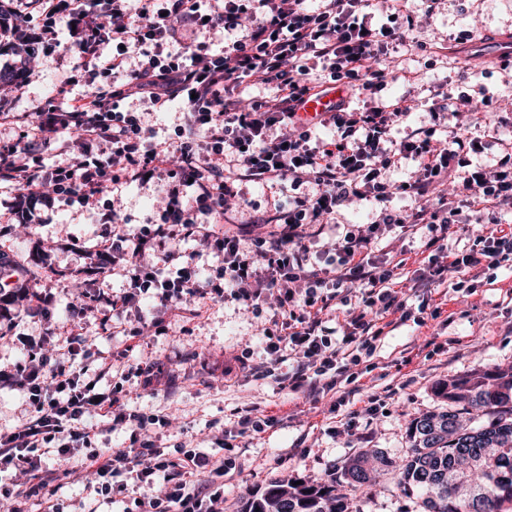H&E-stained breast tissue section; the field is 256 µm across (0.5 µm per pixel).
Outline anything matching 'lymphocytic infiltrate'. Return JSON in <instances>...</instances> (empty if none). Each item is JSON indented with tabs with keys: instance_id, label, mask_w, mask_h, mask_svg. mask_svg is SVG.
<instances>
[{
	"instance_id": "f902f5d3",
	"label": "lymphocytic infiltrate",
	"mask_w": 512,
	"mask_h": 512,
	"mask_svg": "<svg viewBox=\"0 0 512 512\" xmlns=\"http://www.w3.org/2000/svg\"><path fill=\"white\" fill-rule=\"evenodd\" d=\"M4 10L10 21L0 27L1 39L32 60L66 48L92 88L64 110L33 103L28 125L0 108V128L21 130L0 146V184L14 199L50 191L84 208L118 185L160 172L168 178L158 221L126 230L125 249L113 250L106 236L97 245L112 263L95 269L96 278L124 281L104 316L123 350L87 360L84 328L73 323L61 337L49 327L23 339V359L0 365V389L21 390L30 407L24 422L0 432V469L15 471L0 489L8 512H64L59 491L72 477L85 479L95 497L79 512H101L97 500L111 499L123 476L162 485L159 495L136 499V512H224L217 483L230 470L224 457L184 448L178 459L166 458L150 433L160 416L130 410L121 385L97 387L147 331L166 333L159 316L129 320L141 299L186 324L213 298L256 310L272 304L265 351L275 361L293 359L289 390L314 395L341 380L355 383L386 328L425 323L401 299L410 285L402 275L406 259L375 256L384 232L426 233L431 252L422 271L430 282L512 263V232L489 225L495 209L512 207V138L491 164L479 161L471 134L494 125L496 112L463 114L439 104L409 137H392L394 125L418 107L410 75L406 90L382 97L394 70L415 51L434 62L448 58L447 43L417 39L420 22L409 0H393L383 18L373 0H7ZM217 31L224 49L214 53L209 39ZM104 73L112 77L105 87L96 83ZM246 79L266 92L244 105L237 89ZM327 83L363 98V107L343 100L317 121L300 120L299 107ZM128 100L151 112L182 104L186 122L172 142L152 143L143 116L120 111ZM443 123L448 147L436 136ZM66 132L78 135L76 154L45 168L31 152L33 140L48 146ZM406 159L416 163V177L393 179ZM242 183L288 187L293 195L261 207L241 195ZM452 183L461 195L457 206L448 200ZM398 198L407 208L395 207ZM356 200L370 204L374 221L347 228L323 262L312 261L311 242ZM230 213L256 235L246 239L225 227ZM460 222L474 230L462 247L449 248ZM186 240L221 258L216 276L200 277L180 249ZM165 265L175 274L161 276ZM352 296L357 310L329 327L337 303ZM97 418L130 429L129 446L94 447ZM48 455L54 464L45 463Z\"/></svg>"
}]
</instances>
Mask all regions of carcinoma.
I'll return each instance as SVG.
<instances>
[{"instance_id": "cac0c4a2", "label": "carcinoma", "mask_w": 512, "mask_h": 512, "mask_svg": "<svg viewBox=\"0 0 512 512\" xmlns=\"http://www.w3.org/2000/svg\"><path fill=\"white\" fill-rule=\"evenodd\" d=\"M448 407L411 420L409 454L393 466L383 455L361 452L343 467L341 478L356 489L371 479V465L395 468L403 491L423 497L424 512H506L512 506V369L496 372L493 383L471 376L439 388ZM482 419L464 427L457 404ZM479 470L477 482L465 478ZM238 512H352L337 493L336 476L322 484L275 482L246 499Z\"/></svg>"}]
</instances>
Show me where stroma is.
Here are the masks:
<instances>
[{
	"instance_id": "1",
	"label": "stroma",
	"mask_w": 512,
	"mask_h": 512,
	"mask_svg": "<svg viewBox=\"0 0 512 512\" xmlns=\"http://www.w3.org/2000/svg\"><path fill=\"white\" fill-rule=\"evenodd\" d=\"M486 33L487 45L497 36L512 33V0H442L421 38L447 41L448 60L429 63L412 56L407 65L418 74L415 95L418 109L403 124L395 126V139L406 138L426 118L437 89L448 91L449 107L460 96L473 101L496 98L499 132H483V160L497 158L502 147L499 135H512V77L503 72L473 76L464 65L471 54L463 35L471 27ZM71 68L69 56L40 63L29 80L21 82L8 103L15 112L27 111L32 101L52 100L64 108L70 100L90 94L82 77H75L67 95L56 87ZM161 178L128 184L114 193L121 221L128 226L158 221ZM29 209L32 224L16 228L0 239V253L9 255L0 265V278L19 265L42 269L39 281L54 305L52 322L63 327L71 320L83 323L92 354H108L119 346L111 325L100 312L81 308L84 285L76 269L96 258V244L113 227L102 224L97 207H79L57 197L33 199ZM79 240L81 252L60 248L66 237ZM473 294L449 292L448 304L438 318L425 325L406 323L380 336L372 358L375 368L363 374L359 389L335 403L332 395L294 398L281 383L288 362L271 361L265 352L261 328L269 311H254L238 302L210 301L203 316L189 326L167 317V334L147 337L141 347L129 352L126 362L134 366L155 362L151 384L130 374L122 383L131 410L165 416L168 426H155L154 434L167 452L177 445L215 455H229L233 467L224 478V512H238L242 500L276 481L303 479L320 483L340 473L345 463L365 450L383 453L402 463L409 452L410 421L444 406L437 386L476 372L492 373L512 366V266H502L492 278H472ZM250 350L249 369L239 358ZM379 398L376 413L363 411L370 398ZM283 404L294 405L287 420L265 432L237 433V413L259 416ZM237 434L235 446L225 449L226 431ZM354 512H423L419 493L400 491L393 474H384L360 491L340 484Z\"/></svg>"
}]
</instances>
